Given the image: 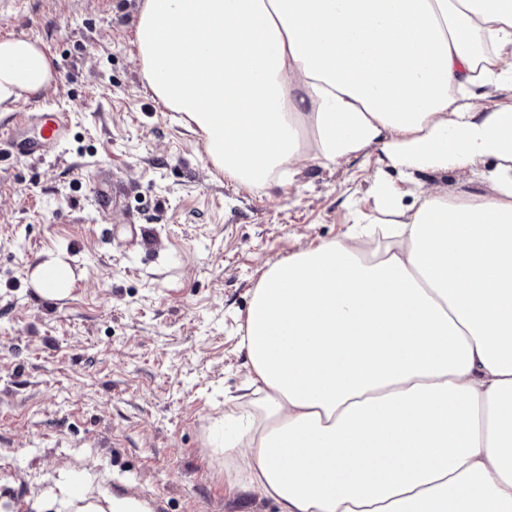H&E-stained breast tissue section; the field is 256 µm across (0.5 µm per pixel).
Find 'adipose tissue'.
Returning <instances> with one entry per match:
<instances>
[{"label": "adipose tissue", "mask_w": 512, "mask_h": 512, "mask_svg": "<svg viewBox=\"0 0 512 512\" xmlns=\"http://www.w3.org/2000/svg\"><path fill=\"white\" fill-rule=\"evenodd\" d=\"M141 71L225 177L260 193L382 146L406 172L495 159L481 190L375 180L354 231L270 263L242 336L260 410L224 454L279 512H512V0H141ZM52 66L0 41V105ZM67 298L71 266L31 273ZM65 512H141L69 486Z\"/></svg>", "instance_id": "1"}]
</instances>
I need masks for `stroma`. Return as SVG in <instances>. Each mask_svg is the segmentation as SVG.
Returning <instances> with one entry per match:
<instances>
[{
    "label": "stroma",
    "mask_w": 512,
    "mask_h": 512,
    "mask_svg": "<svg viewBox=\"0 0 512 512\" xmlns=\"http://www.w3.org/2000/svg\"><path fill=\"white\" fill-rule=\"evenodd\" d=\"M138 15L139 0H0V40L36 41L55 73L18 104L71 118L43 161H0V512L69 481L148 512H278L210 445L252 397L241 337L266 263L343 238L376 176L474 192L495 162L405 174L374 146L248 192L151 93ZM95 183L122 188L108 211ZM50 254L76 277L58 301L30 282Z\"/></svg>",
    "instance_id": "stroma-1"
}]
</instances>
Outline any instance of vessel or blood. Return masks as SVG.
<instances>
[{
    "label": "vessel or blood",
    "mask_w": 512,
    "mask_h": 512,
    "mask_svg": "<svg viewBox=\"0 0 512 512\" xmlns=\"http://www.w3.org/2000/svg\"><path fill=\"white\" fill-rule=\"evenodd\" d=\"M70 126L69 115L52 109L21 107L10 122L0 126V143L11 145L19 160L43 159L48 149L63 142Z\"/></svg>",
    "instance_id": "1"
}]
</instances>
